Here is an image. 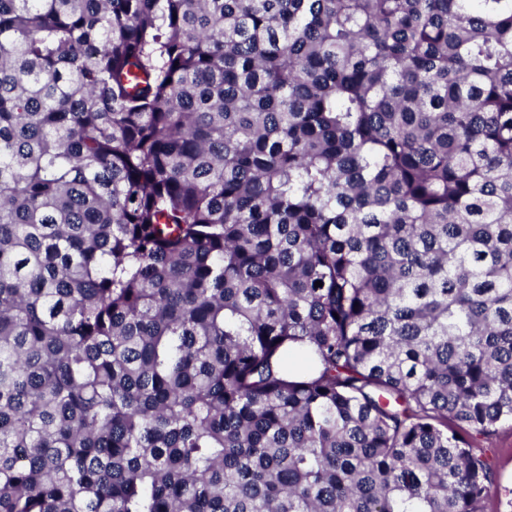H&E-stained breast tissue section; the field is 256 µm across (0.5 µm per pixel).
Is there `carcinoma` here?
<instances>
[{"mask_svg": "<svg viewBox=\"0 0 512 512\" xmlns=\"http://www.w3.org/2000/svg\"><path fill=\"white\" fill-rule=\"evenodd\" d=\"M505 422L512 0H0V512H488Z\"/></svg>", "mask_w": 512, "mask_h": 512, "instance_id": "cac0c4a2", "label": "carcinoma"}]
</instances>
